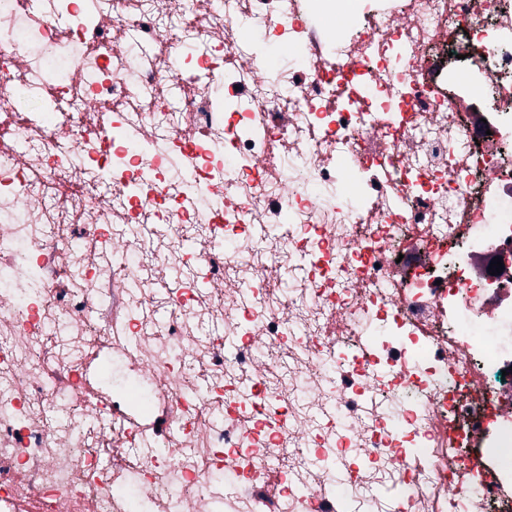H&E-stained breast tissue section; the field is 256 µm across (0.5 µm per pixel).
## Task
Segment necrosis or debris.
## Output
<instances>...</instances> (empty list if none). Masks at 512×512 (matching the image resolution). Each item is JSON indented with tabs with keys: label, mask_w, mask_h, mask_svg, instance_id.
I'll list each match as a JSON object with an SVG mask.
<instances>
[{
	"label": "necrosis or debris",
	"mask_w": 512,
	"mask_h": 512,
	"mask_svg": "<svg viewBox=\"0 0 512 512\" xmlns=\"http://www.w3.org/2000/svg\"><path fill=\"white\" fill-rule=\"evenodd\" d=\"M344 2L0 0V512H512V0Z\"/></svg>",
	"instance_id": "4bbe7bcc"
}]
</instances>
